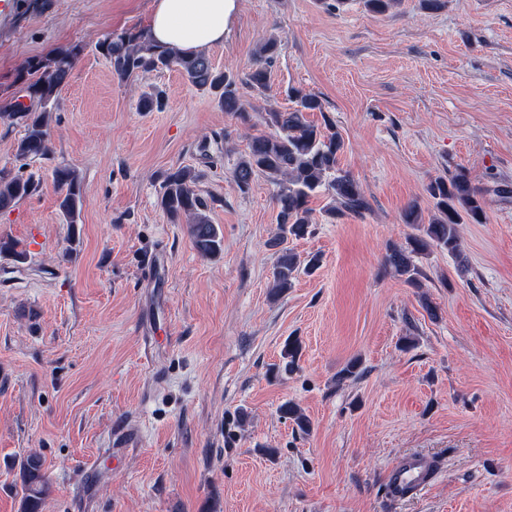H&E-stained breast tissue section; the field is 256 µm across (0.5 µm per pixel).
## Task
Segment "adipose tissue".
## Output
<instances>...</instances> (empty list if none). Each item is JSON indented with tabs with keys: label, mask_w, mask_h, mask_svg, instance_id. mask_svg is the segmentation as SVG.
<instances>
[{
	"label": "adipose tissue",
	"mask_w": 512,
	"mask_h": 512,
	"mask_svg": "<svg viewBox=\"0 0 512 512\" xmlns=\"http://www.w3.org/2000/svg\"><path fill=\"white\" fill-rule=\"evenodd\" d=\"M237 0H152L147 36L186 55L218 47Z\"/></svg>",
	"instance_id": "ef3b65f1"
}]
</instances>
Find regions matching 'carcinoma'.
I'll return each mask as SVG.
<instances>
[{"label":"carcinoma","instance_id":"1","mask_svg":"<svg viewBox=\"0 0 512 512\" xmlns=\"http://www.w3.org/2000/svg\"><path fill=\"white\" fill-rule=\"evenodd\" d=\"M96 50L109 64L112 76L120 81L175 67L194 86L210 91L225 112L244 122L248 119L247 104L239 92L238 82L216 69L204 53L186 56L175 50H162L142 30L110 32L97 43ZM82 52L81 45L71 44L46 57L29 60L24 70L28 74H38L37 79L25 83L23 94L0 104V122L24 127V136L16 146L17 160L50 158L52 113L58 110L60 91ZM277 52L276 36L271 35L261 43L245 78L249 88L258 92L269 89V68ZM289 97L294 102L293 109L272 108L264 113L268 131L250 137L248 151L232 172V178L241 190L249 188L258 174L277 185L278 233L267 242L275 255L271 291L276 295L292 287L301 272L312 273L320 265L319 256H310L303 265L296 253L282 246L285 238H302L309 232L312 197L322 191L328 192L333 201L328 210L331 216H359L370 209L360 183L340 167L339 158L344 148L341 134L327 118L321 125L308 119L309 113L323 111L321 100L298 88L291 89ZM164 105L160 91L145 93L139 100L142 112L159 111ZM202 177V172L190 167L166 172L159 205L171 223L183 221L188 224L194 246L201 256L215 257L223 251L224 238L207 215L206 200L195 190ZM52 178L60 192V209L67 223H77L83 205L78 174L70 167L59 165L53 168ZM39 187L40 182L31 176L1 169L0 211L33 196ZM427 192L438 216L428 223L423 222L418 202H411L404 211L403 220L418 234L410 237L405 246H390L385 257L386 265L415 287L419 280L413 256L431 249L460 255V225L465 220L479 224L485 215L482 194L461 171L446 179L434 180ZM300 353L299 340L288 339L281 352L284 368L293 370ZM279 412L301 433L310 432L311 422L297 404L286 401L280 405ZM20 469L23 486L20 512H42L49 490L42 456L35 452L27 454L21 460Z\"/></svg>","mask_w":512,"mask_h":512}]
</instances>
